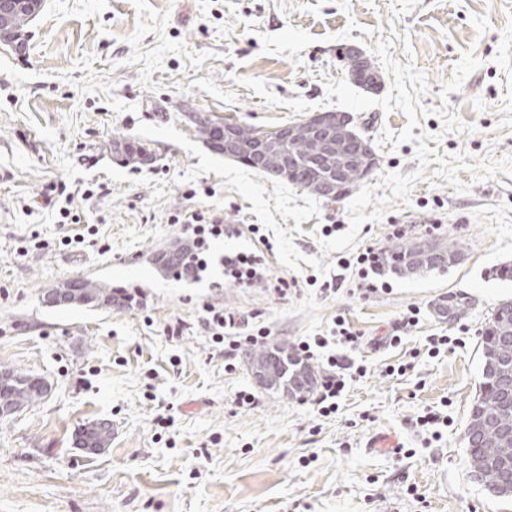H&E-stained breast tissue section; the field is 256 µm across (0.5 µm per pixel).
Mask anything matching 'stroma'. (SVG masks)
I'll return each mask as SVG.
<instances>
[{
  "label": "stroma",
  "mask_w": 512,
  "mask_h": 512,
  "mask_svg": "<svg viewBox=\"0 0 512 512\" xmlns=\"http://www.w3.org/2000/svg\"><path fill=\"white\" fill-rule=\"evenodd\" d=\"M423 71L422 107L447 105L472 132L445 131L430 114L414 135L439 137L438 153L512 156V0H44L24 52L0 45V367L43 377L41 403L0 419V512H512L469 477L465 428L481 381L482 332L512 299V177L472 182L469 193L417 181L408 207L364 223L359 246L389 250V227L444 238L461 264L424 276L381 270L379 288L350 291L354 252L334 251L327 275L266 263V283L242 285L207 270L200 279L162 275L150 264L182 238L175 216L202 211L244 224L250 241L219 237L224 250L253 253L273 232L222 179L185 181L199 157L146 140L155 161L124 164L113 140L136 141L139 122L174 124L206 154L195 122L275 128L296 122L287 107L238 84L258 78L278 97L322 102L346 77L344 47L381 66L374 47ZM480 67L440 98L466 52ZM384 173L417 170L416 145L376 151ZM181 183H174V176ZM93 195H85V188ZM67 195L63 224L45 197ZM347 201L321 203L293 242L306 257L349 227ZM85 232L83 243L64 237ZM80 277L131 282L133 307L109 312L46 306L42 294ZM331 290H322V283ZM469 296L453 322L435 314L448 294ZM420 322L389 342L409 306ZM234 317L241 336L265 329L267 344L329 335L343 317L361 337L350 351L364 375L349 379L336 413L315 398L290 400L256 387L244 352L225 357L202 329L207 307ZM447 336L431 354L427 339ZM254 395L239 406L240 391ZM435 413L434 424H422ZM112 424L103 453L75 449L77 428ZM377 435L393 448L370 447Z\"/></svg>",
  "instance_id": "obj_1"
}]
</instances>
